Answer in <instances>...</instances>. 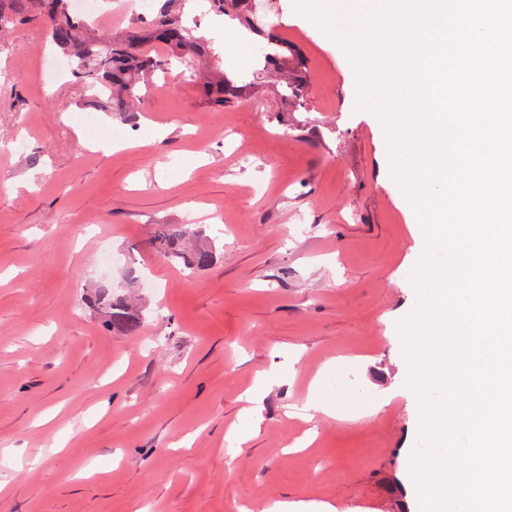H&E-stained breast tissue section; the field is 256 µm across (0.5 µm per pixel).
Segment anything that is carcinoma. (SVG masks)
Returning a JSON list of instances; mask_svg holds the SVG:
<instances>
[{
    "instance_id": "carcinoma-1",
    "label": "carcinoma",
    "mask_w": 512,
    "mask_h": 512,
    "mask_svg": "<svg viewBox=\"0 0 512 512\" xmlns=\"http://www.w3.org/2000/svg\"><path fill=\"white\" fill-rule=\"evenodd\" d=\"M186 2L164 0L145 28L101 41L90 32L93 22L72 13L70 0H0V30L18 22L46 19L48 42L68 59L71 74L81 79L88 90L96 91L102 111L125 116L131 112V105L140 101L157 71L175 63L186 66L212 53L211 42L194 35L185 25L177 4ZM208 2L212 12L235 17L251 30H258L249 0ZM267 40L270 50L265 54V66L277 67L289 51L288 42L272 32L267 34ZM150 44L164 46L167 55H153L148 49ZM196 82L204 101L216 108L244 99L243 86L222 73H203ZM307 86V80L300 75L285 80L282 99L290 102L302 97ZM154 240L166 258L182 264L191 274L207 269L215 258L213 246L201 234H191L184 224L157 225ZM92 293L94 304L112 332L133 335L138 331L139 317L128 298L114 297L110 284L96 286Z\"/></svg>"
}]
</instances>
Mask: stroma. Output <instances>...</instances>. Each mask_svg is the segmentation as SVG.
Masks as SVG:
<instances>
[{"label":"stroma","mask_w":512,"mask_h":512,"mask_svg":"<svg viewBox=\"0 0 512 512\" xmlns=\"http://www.w3.org/2000/svg\"><path fill=\"white\" fill-rule=\"evenodd\" d=\"M266 2L309 79L289 107L272 76L218 109L168 70L129 122L72 75L48 82L40 21L0 40V512H402L423 443L398 325L425 243L346 51ZM185 20L253 81L257 34L200 6ZM158 224L203 231L216 261L187 275ZM103 241L130 260L109 277L155 284L138 335L86 301Z\"/></svg>","instance_id":"stroma-1"}]
</instances>
